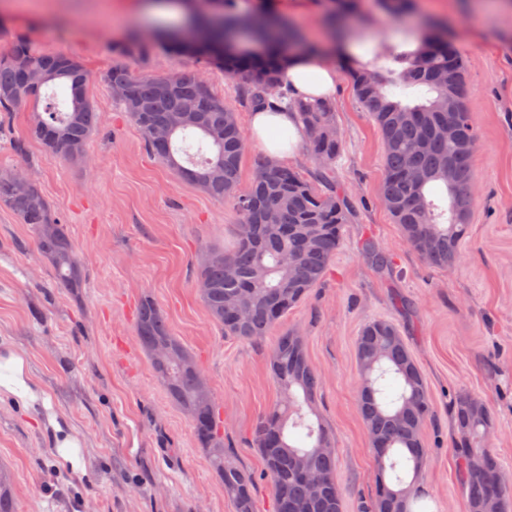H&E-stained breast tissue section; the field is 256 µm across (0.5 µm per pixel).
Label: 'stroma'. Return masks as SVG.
<instances>
[{
    "label": "stroma",
    "instance_id": "1",
    "mask_svg": "<svg viewBox=\"0 0 512 512\" xmlns=\"http://www.w3.org/2000/svg\"><path fill=\"white\" fill-rule=\"evenodd\" d=\"M132 0H0L11 12L0 53L15 33L42 53L76 57L90 73L88 96L100 116L87 151L72 165L30 144L16 157L29 108L0 116V166H27L79 252L81 288H56L53 269L29 227L0 206V349L21 348L54 409L85 442L83 470L61 467L48 434L19 404L0 399V463L12 471L17 512H234L186 417L156 382L136 338L143 298L152 299L196 359L216 398L224 446L256 474L257 512H272V488L251 444L256 418L278 392L268 371L275 338L224 335L197 287V261L210 246L233 249L238 216L151 157L140 134L113 103L103 81L113 63L135 75L191 72L248 125L237 81L208 59L178 55L157 38L155 21ZM317 41L329 34L326 0H268ZM355 55L368 63L420 22L447 24L466 62L469 105L477 130L472 232L462 257L443 270L423 263L403 241L381 200L383 143L358 102L351 70L339 67L331 96L344 141L332 179L351 197L356 218L323 282L283 319L298 329L321 373L317 410L336 441V480L343 512H360L377 489L370 439L358 412L356 338L365 323L385 318L399 328L435 407L424 428L429 459L420 487L431 512H466L453 453L457 433L449 404L465 392L486 401L495 428L488 444L512 476V7L503 0H414L388 17L378 0H358ZM149 53L121 57L130 35ZM372 235L391 259L375 268L359 243Z\"/></svg>",
    "mask_w": 512,
    "mask_h": 512
}]
</instances>
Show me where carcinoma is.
I'll list each match as a JSON object with an SVG mask.
<instances>
[{"label": "carcinoma", "mask_w": 512, "mask_h": 512, "mask_svg": "<svg viewBox=\"0 0 512 512\" xmlns=\"http://www.w3.org/2000/svg\"><path fill=\"white\" fill-rule=\"evenodd\" d=\"M233 2L218 0V9L206 18L186 16L184 40L172 44L171 51L209 57L240 81V99L246 107L273 108L283 96L275 51L303 47L306 42L270 16L261 22L238 14ZM32 68L40 71V79L28 85ZM352 79L357 100L375 121L384 145L381 197L386 208L406 244L424 263L437 269L453 266L470 234L469 220L462 221L459 215L470 212L474 200V152L469 142L477 138L462 56L441 30L423 25L415 49L392 44L384 57L354 69ZM105 81L110 89L130 88L131 99L138 101L141 111H134L125 99L115 104L129 114L151 155L209 196L234 201L236 245L229 251L219 247L203 251L197 274L200 296L224 335L243 340L269 335L322 281L342 244L343 227L351 223L349 199L328 183L321 188L294 169L268 160L258 163L250 186L241 190L246 134L236 111L193 73L176 78L136 77L120 62L108 70ZM50 82L63 87L67 110L61 112L52 105L44 115L34 112L23 137L14 140L11 148L22 154L27 143L36 142L52 157L82 164L99 123L87 94L88 73L79 59L40 53L26 36H15L11 53L0 57V112L15 111ZM389 85L423 87L428 97L423 103L404 105L388 97ZM292 106L307 132L310 154L326 167L335 164L343 141L333 104L296 99ZM450 122L459 129L455 140L441 135ZM165 125L174 126L169 136L153 135L152 127ZM180 133L203 135L214 156L199 161L190 157V166L181 165L174 147ZM19 172L0 168V205L10 208L18 222L32 230L36 251L55 271L56 287L72 292L82 285L83 269L67 225L57 218L36 182L19 188ZM437 191L446 192L445 211L436 203ZM269 211L276 215L275 227L266 224ZM446 214L447 222H440ZM214 253L224 255V262L212 261ZM293 255L300 258L295 267L288 265ZM229 295L246 302L245 315L224 306ZM136 335L156 381L190 421L234 512H256L254 477L224 448L211 387L149 298L141 303ZM355 350L361 390L366 392L360 396V415L376 444L378 485L383 487L367 509L389 512L387 495L393 492L406 512H413L411 504L421 500L418 481L427 457L423 427L433 416L426 380L392 321L366 323ZM269 364L280 400L255 420L251 435L273 488V512H342L334 437L324 426L309 423L303 412V406L313 407L321 383L320 373L308 361L303 336L295 329L282 331ZM450 415L458 435L454 453L467 512H478L477 505L492 494L501 498L502 512H512V482L485 446L495 424L490 407L459 393L451 401ZM299 463L322 480L313 497L297 476ZM0 512H15L11 478L5 469H0Z\"/></svg>", "instance_id": "carcinoma-1"}]
</instances>
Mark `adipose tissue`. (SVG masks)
Listing matches in <instances>:
<instances>
[{
    "label": "adipose tissue",
    "instance_id": "adipose-tissue-1",
    "mask_svg": "<svg viewBox=\"0 0 512 512\" xmlns=\"http://www.w3.org/2000/svg\"><path fill=\"white\" fill-rule=\"evenodd\" d=\"M279 77L289 96L313 100L333 92L337 71L326 52L299 50L282 59ZM250 131L268 159L278 164L296 159L298 148L307 137L296 113L284 105L252 112ZM0 395L12 398L24 409L38 412L61 465L76 471L84 468L80 435L61 413L53 411L48 397L31 372L29 358L24 351L9 348L0 353Z\"/></svg>",
    "mask_w": 512,
    "mask_h": 512
}]
</instances>
